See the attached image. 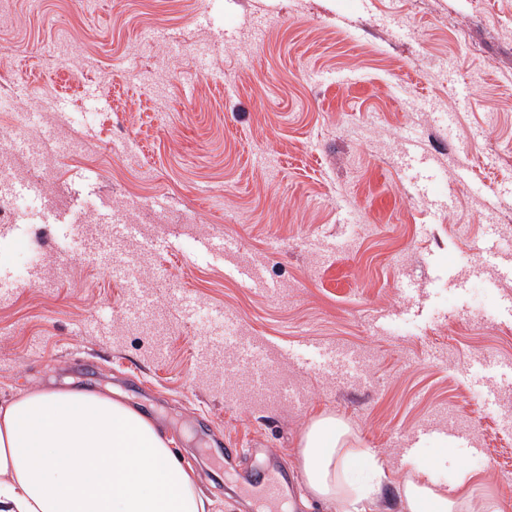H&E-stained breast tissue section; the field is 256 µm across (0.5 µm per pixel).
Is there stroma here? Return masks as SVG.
Returning <instances> with one entry per match:
<instances>
[{
  "label": "stroma",
  "instance_id": "35a3bbf8",
  "mask_svg": "<svg viewBox=\"0 0 512 512\" xmlns=\"http://www.w3.org/2000/svg\"><path fill=\"white\" fill-rule=\"evenodd\" d=\"M0 37V132L48 112L83 145L39 182L58 209L0 223V404L111 390L206 512H255L265 454L301 469L325 416L386 459L377 512L408 477L512 512V0H0ZM411 137L428 162L397 166ZM132 200L148 310L103 253L23 275L54 276L32 235L111 240L105 202ZM226 439L250 452L232 487Z\"/></svg>",
  "mask_w": 512,
  "mask_h": 512
}]
</instances>
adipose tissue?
Here are the masks:
<instances>
[{"mask_svg":"<svg viewBox=\"0 0 512 512\" xmlns=\"http://www.w3.org/2000/svg\"><path fill=\"white\" fill-rule=\"evenodd\" d=\"M347 426L328 416L302 439L309 488L323 500L365 512L388 478L370 451L345 447ZM362 456L368 479L354 484ZM407 512H457L455 496L414 480ZM0 512H204L192 470L143 414L110 395L35 390L0 407Z\"/></svg>","mask_w":512,"mask_h":512,"instance_id":"adipose-tissue-1","label":"adipose tissue"}]
</instances>
